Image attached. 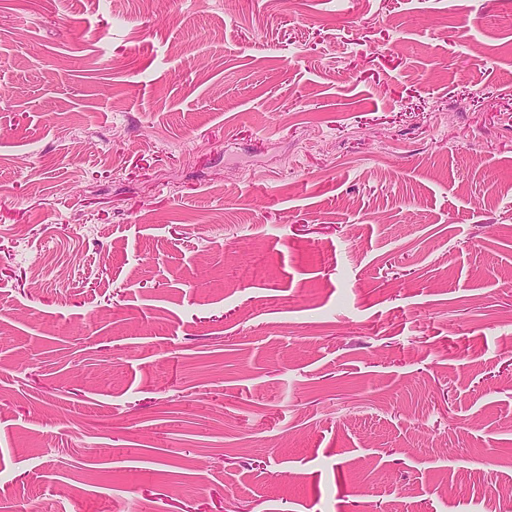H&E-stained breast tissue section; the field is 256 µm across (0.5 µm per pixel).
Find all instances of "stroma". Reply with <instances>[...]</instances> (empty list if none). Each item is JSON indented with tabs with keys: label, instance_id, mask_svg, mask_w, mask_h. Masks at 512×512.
<instances>
[{
	"label": "stroma",
	"instance_id": "35a3bbf8",
	"mask_svg": "<svg viewBox=\"0 0 512 512\" xmlns=\"http://www.w3.org/2000/svg\"><path fill=\"white\" fill-rule=\"evenodd\" d=\"M510 14L0 0L7 512L511 502Z\"/></svg>",
	"mask_w": 512,
	"mask_h": 512
}]
</instances>
